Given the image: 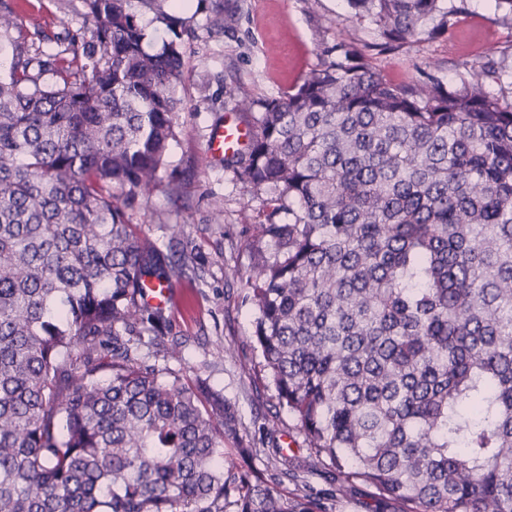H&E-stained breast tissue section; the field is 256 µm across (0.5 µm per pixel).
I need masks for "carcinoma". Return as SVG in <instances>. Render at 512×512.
Segmentation results:
<instances>
[{
  "instance_id": "1",
  "label": "carcinoma",
  "mask_w": 512,
  "mask_h": 512,
  "mask_svg": "<svg viewBox=\"0 0 512 512\" xmlns=\"http://www.w3.org/2000/svg\"><path fill=\"white\" fill-rule=\"evenodd\" d=\"M388 47L448 32L453 0H347ZM165 0H84L88 39L0 80V512H329L355 485L373 512H512V98L495 62L395 86L345 41L296 90L239 101L227 166L262 197L271 253L245 301L263 370L330 488L286 498L250 467L233 404L182 361L186 259L126 217L177 136L191 32ZM169 37L150 53L143 17ZM235 21L217 3L214 28ZM49 72L53 81L44 83Z\"/></svg>"
}]
</instances>
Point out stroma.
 <instances>
[{
    "mask_svg": "<svg viewBox=\"0 0 512 512\" xmlns=\"http://www.w3.org/2000/svg\"><path fill=\"white\" fill-rule=\"evenodd\" d=\"M23 27L34 32L31 55L44 58L58 39L89 38L92 22L83 0H6ZM210 0H190L178 16L194 36L185 48V81L178 91L176 139L157 185L126 210L130 223L172 245L194 266L195 287L174 284L172 333L186 337L181 376L197 379L235 405L245 446L265 480H273L282 456L305 457L303 437L279 408L252 340L254 313L244 301L246 280L267 251L253 225L262 200L236 180L232 169L208 156L216 123L236 117L242 98L263 100L293 92L321 59L324 48L345 41L380 42L378 31L350 20L346 0H224L236 17L232 28L208 23ZM493 58L512 68V15L496 0H466L447 33L392 52H371L387 82L405 85L431 77L452 83L464 65ZM183 232L170 242L168 225Z\"/></svg>",
    "mask_w": 512,
    "mask_h": 512,
    "instance_id": "35a3bbf8",
    "label": "stroma"
}]
</instances>
